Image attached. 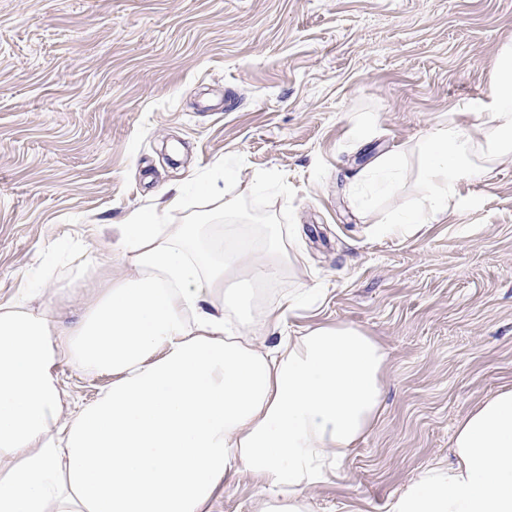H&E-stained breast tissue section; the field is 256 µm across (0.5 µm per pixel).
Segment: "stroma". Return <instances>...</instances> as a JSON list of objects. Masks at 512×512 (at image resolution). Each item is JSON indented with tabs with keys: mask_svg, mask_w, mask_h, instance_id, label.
<instances>
[{
	"mask_svg": "<svg viewBox=\"0 0 512 512\" xmlns=\"http://www.w3.org/2000/svg\"><path fill=\"white\" fill-rule=\"evenodd\" d=\"M512 0H0V299L41 276L73 326L112 283L97 255L134 210L182 193L164 224H220L214 182L298 257L255 312L319 288L285 330L345 322L386 351L378 419L308 512H387L452 458L456 424L512 389V158L462 179L439 222L387 231L418 191L415 143L489 101ZM406 157L404 195L361 211L349 183ZM281 187H262L261 174ZM71 406L111 382L61 365ZM242 470L212 512H254Z\"/></svg>",
	"mask_w": 512,
	"mask_h": 512,
	"instance_id": "obj_1",
	"label": "stroma"
}]
</instances>
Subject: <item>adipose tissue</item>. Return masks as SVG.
I'll return each mask as SVG.
<instances>
[{"label":"adipose tissue","instance_id":"ef3b65f1","mask_svg":"<svg viewBox=\"0 0 512 512\" xmlns=\"http://www.w3.org/2000/svg\"><path fill=\"white\" fill-rule=\"evenodd\" d=\"M418 142V197L393 224L446 215L473 160L512 155V46L495 67L492 104L464 106ZM402 153L379 156L352 182L405 190ZM233 205L216 235L202 224H162L137 210L108 246L111 288L61 331L42 293L0 303V512H209L232 472L276 489L258 512H307L306 489L337 476L375 424L385 353L361 329L318 323L280 329L299 295L251 315L255 286L290 254L273 224H237ZM278 329L275 345L258 336ZM111 376L98 397L64 411L60 365ZM451 465L426 470L389 512H512V389L457 424Z\"/></svg>","mask_w":512,"mask_h":512}]
</instances>
